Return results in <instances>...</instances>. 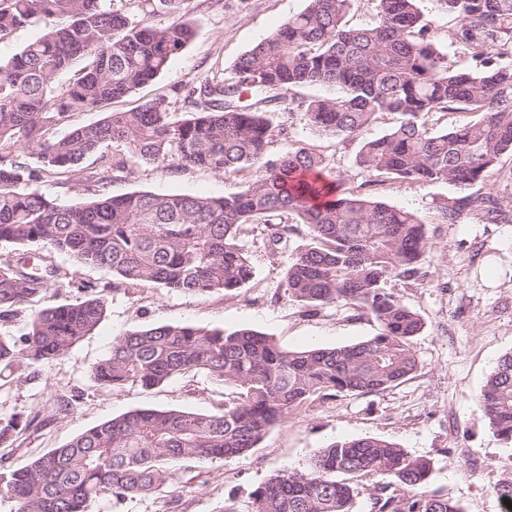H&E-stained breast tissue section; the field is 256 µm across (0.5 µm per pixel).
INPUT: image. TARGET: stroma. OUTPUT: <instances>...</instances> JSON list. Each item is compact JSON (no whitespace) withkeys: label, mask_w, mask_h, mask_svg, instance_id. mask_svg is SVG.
<instances>
[{"label":"stroma","mask_w":512,"mask_h":512,"mask_svg":"<svg viewBox=\"0 0 512 512\" xmlns=\"http://www.w3.org/2000/svg\"><path fill=\"white\" fill-rule=\"evenodd\" d=\"M305 0H191L188 17L195 36L160 77L136 93L113 103L126 111L155 97L173 96L186 83L220 70L232 76L238 57L268 37ZM435 24L432 36L456 70L475 67L472 47L453 40L458 26L441 12L437 0H422ZM275 124L286 136L275 137L270 154L301 143L328 157L333 172L347 188L363 189L389 205L414 211L426 226L428 250L423 275L394 278L386 288L415 309L424 329L412 340L418 367L402 383L380 393H341L318 399L290 414L256 448L231 459L179 463L172 488L116 504L101 499L96 512H221L224 504L246 505L252 492L277 472L306 470L329 443L372 436L397 444L431 460L429 493L458 502L464 512H504L496 493L512 479V445L488 426L478 395L498 360L512 352V224H496L474 214L458 223H439L436 207L461 196L445 183H414L390 175H370L355 164L359 142H339L309 126L300 110L279 114ZM128 178L112 184L123 195L137 190L157 193L230 196L243 190L259 168L217 175L197 168L130 165ZM253 277L229 293H174L154 284L119 282L108 270L78 264L56 254L60 269L44 302L65 304L79 297V283L96 286L106 301L98 327L63 356L39 365L35 374H0V418L26 419L38 411L46 419L39 429L21 431L8 455L20 467L77 434L125 412L181 407L219 411L236 401L234 388L191 373L151 390L128 386L112 390L97 384L93 367L109 356L113 339L147 326L181 323L233 331L252 328L289 349L333 347L375 336L379 323L343 304L324 306L317 315L304 313L281 287L293 247L307 244V235L293 237L292 248L273 253L260 231L243 236Z\"/></svg>","instance_id":"stroma-1"}]
</instances>
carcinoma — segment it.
I'll list each match as a JSON object with an SVG mask.
<instances>
[{
  "instance_id": "obj_1",
  "label": "carcinoma",
  "mask_w": 512,
  "mask_h": 512,
  "mask_svg": "<svg viewBox=\"0 0 512 512\" xmlns=\"http://www.w3.org/2000/svg\"><path fill=\"white\" fill-rule=\"evenodd\" d=\"M155 13H183L191 0H140ZM352 0H306L271 35L245 51L231 78L214 73L123 112L126 98L160 76L192 41L187 20L140 26L112 0H0V37L40 28L0 64V243L19 252L0 258V321L25 314L60 275L51 260L67 255L105 268L127 284H157L175 293L234 291L253 276L241 234L264 225L272 252L288 247L298 225L310 239L285 269L281 288L307 312L343 303L372 315L381 331L335 347L289 350L250 328L233 331L164 324L115 338L94 380L112 389H152L189 372L235 387L238 401L220 412L136 409L52 448L24 467L0 466V500L16 512H93L96 502L161 491L172 464L228 459L256 447L268 431L309 401L338 393L385 391L417 370L412 338L424 322L386 291L392 278L420 276L425 224L397 208L343 187L329 160L290 145L267 158L274 117L286 93L329 88L297 103L308 124L342 141L359 139L378 115L400 116L387 133L362 141L356 165L418 183L466 189L512 153V0H437L459 26L452 38L479 49L476 68L457 71L432 39L421 0H377L375 21L346 20ZM83 59L77 80L59 91L58 74ZM75 110L102 117L46 137ZM473 112L477 119L434 131L428 118ZM118 144L127 154L108 153ZM143 164L214 174L258 166L262 174L232 196L108 187L129 175L127 156ZM94 162L86 166L89 157ZM45 174H68L94 197L61 205L37 187ZM454 224L466 211L512 223V206L469 194L437 206ZM84 296L27 315L18 337H0V365L34 368L67 353L101 322L105 301ZM494 434L512 444V352L503 355L479 396ZM430 460L376 437L336 441L304 472L270 477L241 509L221 512H354L355 489L340 475L392 478L403 492L375 489V512H463L424 490Z\"/></svg>"
}]
</instances>
